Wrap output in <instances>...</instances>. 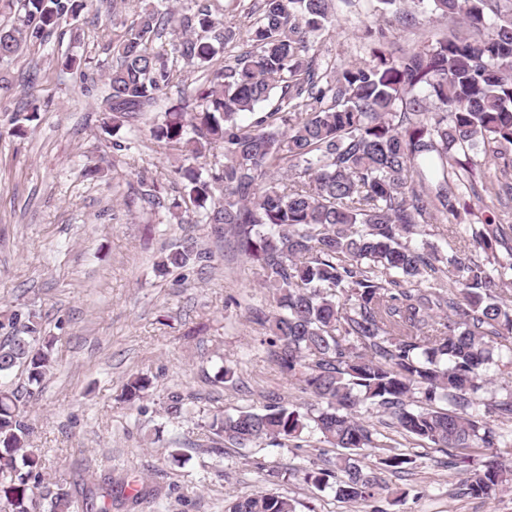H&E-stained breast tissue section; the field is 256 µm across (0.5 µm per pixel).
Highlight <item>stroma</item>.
Masks as SVG:
<instances>
[{
    "label": "stroma",
    "mask_w": 512,
    "mask_h": 512,
    "mask_svg": "<svg viewBox=\"0 0 512 512\" xmlns=\"http://www.w3.org/2000/svg\"><path fill=\"white\" fill-rule=\"evenodd\" d=\"M369 19L370 0L349 6L338 0L319 55H332L340 66L368 58ZM121 31L90 15L81 32L64 26L31 47L41 69L43 112L22 137L6 128L10 112L26 99V63L0 69L14 86L0 112V307L35 310L58 338V367L29 410L31 439L46 458L47 476L75 487L83 461L101 473L134 470L144 485L163 487L143 512H224L225 502L268 487L292 499L297 512H512V489L483 499L468 494L464 483L466 472L488 460L512 467L511 444L477 450L452 467L446 450L398 436L374 411L363 420L399 437L414 464L399 474L382 464L381 450L368 449L361 465L381 492L358 504L306 482L307 470L336 455L318 434L282 447L214 448L206 429L213 416L272 401L304 408L314 399L260 344L266 330L255 315L273 312L274 304L254 267L212 225L161 224L135 200L141 174L169 195L178 193L177 153L150 136L157 113L143 117L130 152L115 154L96 100L58 65L68 52L103 57ZM187 237L209 252V261L156 276L153 265L163 250ZM223 366L233 368V381H216ZM137 373L150 375L154 387L132 406L120 395ZM172 391L187 402L177 417L163 409ZM511 399L512 378L491 366L470 412L507 436L512 421L499 418L495 407ZM173 448L182 449L183 465L170 463Z\"/></svg>",
    "instance_id": "obj_1"
}]
</instances>
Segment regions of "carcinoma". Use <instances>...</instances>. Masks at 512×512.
I'll list each match as a JSON object with an SVG mask.
<instances>
[{"mask_svg": "<svg viewBox=\"0 0 512 512\" xmlns=\"http://www.w3.org/2000/svg\"><path fill=\"white\" fill-rule=\"evenodd\" d=\"M459 21L469 39L448 35L400 54L387 49L388 30L366 28L368 61L320 68L315 43L333 25L332 0H121L133 20L107 47L109 58L65 54L62 69L97 93L101 128L112 150L127 152L119 132L159 107L173 86L180 103L151 130L176 150L180 195L139 178L140 196L161 221L222 224L251 261L275 303L265 317L268 356L303 386L317 406L301 412L277 403L215 416L216 442L253 448L283 446L306 432L341 453L307 473L319 491L342 502L366 501L377 483L357 456L385 448L381 463L396 472L412 460L362 421L377 409L392 427L465 461L476 448H496L499 433L467 413L493 364L512 376V224L489 216L463 228L443 253L421 251L409 237L442 216L461 219L463 197L475 191L477 162L512 195V10L501 0H416ZM14 10L0 22V63L43 44L77 22L98 0H5ZM408 0H376L374 11L410 26ZM246 24H224V12ZM167 38L169 49L153 44ZM224 65L215 66L218 58ZM205 82L187 86L184 67ZM27 107L9 132L21 136L41 120L38 63L29 62ZM251 121L243 124L242 114ZM221 154L207 159L208 147ZM435 154L431 170L421 159ZM485 259L478 261L473 253ZM209 259L190 237L167 249L155 271L165 277ZM454 278L441 291L439 274ZM0 376L25 372L27 385L0 387V512H80L88 503L64 484L45 482L41 449L30 443L31 398L56 367V338L33 311L12 310L0 329ZM152 379L138 373L122 399L136 405ZM512 482V470L489 460L466 477L468 493L489 499ZM99 512L112 508V480L90 479ZM226 512H296L286 497L259 491L237 497Z\"/></svg>", "mask_w": 512, "mask_h": 512, "instance_id": "obj_1", "label": "carcinoma"}]
</instances>
